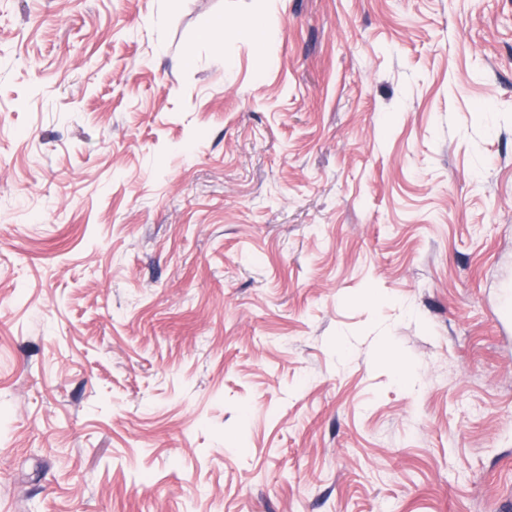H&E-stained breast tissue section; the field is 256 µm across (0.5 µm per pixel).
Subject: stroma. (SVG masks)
Segmentation results:
<instances>
[{
    "mask_svg": "<svg viewBox=\"0 0 512 512\" xmlns=\"http://www.w3.org/2000/svg\"><path fill=\"white\" fill-rule=\"evenodd\" d=\"M510 303L512 0H0V512H492Z\"/></svg>",
    "mask_w": 512,
    "mask_h": 512,
    "instance_id": "35a3bbf8",
    "label": "stroma"
}]
</instances>
